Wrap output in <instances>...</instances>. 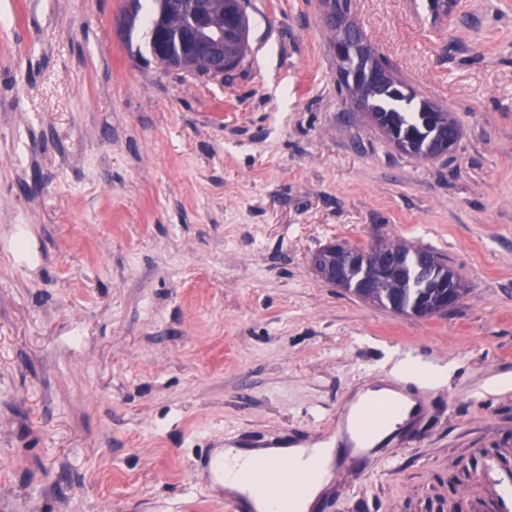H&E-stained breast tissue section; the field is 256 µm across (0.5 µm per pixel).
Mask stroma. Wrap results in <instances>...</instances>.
I'll list each match as a JSON object with an SVG mask.
<instances>
[{"label":"stroma","mask_w":512,"mask_h":512,"mask_svg":"<svg viewBox=\"0 0 512 512\" xmlns=\"http://www.w3.org/2000/svg\"><path fill=\"white\" fill-rule=\"evenodd\" d=\"M352 0L461 138L398 151L346 111L321 0H247L244 62L166 69L122 0H0V512H229L239 435L324 442L405 358L420 405L320 512H512V0ZM448 257L457 311L320 279L338 239ZM231 473L237 472L235 476L224 475V456L216 457L212 454L207 456L203 462V468L207 471L211 482L218 488L228 489L231 493H244V488L257 481H270L273 479L271 472L256 473L251 469L252 463L238 456L227 457Z\"/></svg>","instance_id":"stroma-1"}]
</instances>
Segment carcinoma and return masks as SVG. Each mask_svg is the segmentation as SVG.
Returning <instances> with one entry per match:
<instances>
[{"mask_svg":"<svg viewBox=\"0 0 512 512\" xmlns=\"http://www.w3.org/2000/svg\"><path fill=\"white\" fill-rule=\"evenodd\" d=\"M236 15L237 6L233 0H214L208 32L215 35L224 31V21L233 19ZM159 23L164 24L173 34L184 31L188 24L184 0H169L166 12L163 13L157 8L153 15L146 18V27L149 30ZM248 50L247 38L224 41V56L235 60L237 64L247 56ZM364 94L370 119L382 134L386 135L395 129L412 141L413 149H405L403 153L427 161L445 155L438 145L444 129L430 123V113L441 108V105L414 90L406 94H392L375 84L367 85ZM382 252L393 256L399 267V273L387 288L368 295L353 287L356 276L345 271L347 262L343 256L339 257L336 269V285L345 287L362 301L400 315H407L413 309L434 307L441 302L444 289L429 287L430 276L433 274L445 280L450 277L456 279L461 285L458 294L462 297L469 291V287L458 278L448 259L428 248L409 246L401 242H384L377 249L371 246L361 248L359 264L363 268L372 266ZM426 254L436 260L433 273L421 269V258Z\"/></svg>","mask_w":512,"mask_h":512,"instance_id":"1","label":"carcinoma"}]
</instances>
